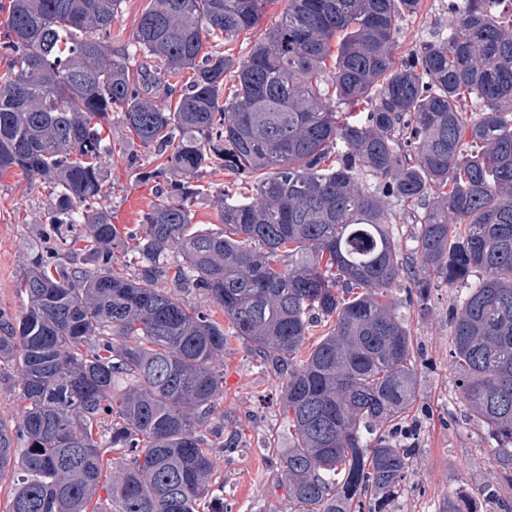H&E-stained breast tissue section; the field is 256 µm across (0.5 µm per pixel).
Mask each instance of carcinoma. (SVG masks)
<instances>
[{
    "mask_svg": "<svg viewBox=\"0 0 512 512\" xmlns=\"http://www.w3.org/2000/svg\"><path fill=\"white\" fill-rule=\"evenodd\" d=\"M122 0H10L0 22V171L45 180L69 261L34 258L25 311L0 310V381L18 373V420L0 418L8 512H224L208 499L224 438V349L236 339L281 380L285 512H389L410 447L393 427L419 377L393 288L423 306L464 283L448 312L461 399L496 447L489 498L512 512V26L501 0L448 5V37L401 62L400 22L420 0H288L241 61L213 49L258 26L266 0H152L112 46ZM193 76L182 83V73ZM233 93L224 96V80ZM179 94L174 109L154 88ZM479 111L468 114V108ZM180 176L121 232L96 206L112 110ZM219 165L250 185L197 229L191 180ZM372 176L377 185H367ZM420 203L413 252L389 202ZM134 258L129 274L117 255ZM217 305L223 327L181 294ZM329 325L314 343L313 329ZM307 354H302L303 347ZM108 448L128 458L104 476Z\"/></svg>",
    "mask_w": 512,
    "mask_h": 512,
    "instance_id": "cac0c4a2",
    "label": "carcinoma"
}]
</instances>
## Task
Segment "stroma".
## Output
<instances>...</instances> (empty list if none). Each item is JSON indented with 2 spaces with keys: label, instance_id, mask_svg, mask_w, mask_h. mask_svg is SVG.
<instances>
[{
  "label": "stroma",
  "instance_id": "stroma-1",
  "mask_svg": "<svg viewBox=\"0 0 512 512\" xmlns=\"http://www.w3.org/2000/svg\"><path fill=\"white\" fill-rule=\"evenodd\" d=\"M448 3L421 0L417 12L402 19L397 59H404L424 41L447 36ZM104 133L112 154L106 160V182L98 205L111 211L113 223L132 229L171 182L170 175L161 172L167 158L133 140L120 112L112 113ZM152 170L159 173L156 184L138 183L139 174ZM236 180L235 174L219 165L201 175V184L211 192L192 204L194 224L220 230L215 194ZM49 203V190L40 180L15 168L0 175V308L15 316L24 308L18 279L49 245L45 218ZM477 281V276H470L467 285ZM467 285L436 283L426 308L406 305L400 310L411 336L420 389L398 427L411 435L414 452L392 512H446L449 496L459 492L466 493L479 512H499L483 493L492 478L488 460L495 443L487 427L467 413L450 366L448 311ZM280 395V380L239 342H231L224 352V431L238 433L239 443L217 453L209 481L213 497L224 503V512H283L288 505L275 453L286 438Z\"/></svg>",
  "mask_w": 512,
  "mask_h": 512
}]
</instances>
